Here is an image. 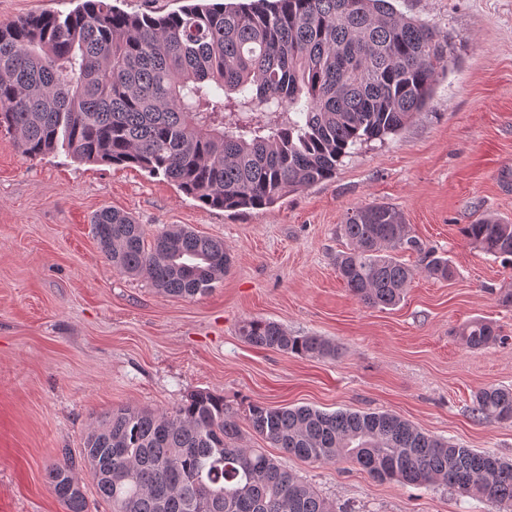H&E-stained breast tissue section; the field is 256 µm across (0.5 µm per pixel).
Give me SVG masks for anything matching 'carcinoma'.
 Masks as SVG:
<instances>
[{
	"instance_id": "obj_1",
	"label": "carcinoma",
	"mask_w": 512,
	"mask_h": 512,
	"mask_svg": "<svg viewBox=\"0 0 512 512\" xmlns=\"http://www.w3.org/2000/svg\"><path fill=\"white\" fill-rule=\"evenodd\" d=\"M450 63L448 35L398 12L391 0H188L165 15L127 13L83 0L67 14L0 23V128L27 158L60 149L85 163L137 166L175 184L200 206L262 209L329 180L358 146L401 130L431 100ZM101 251L118 272L143 275L161 293H207L231 267L224 241L189 228L145 246L130 214L97 212ZM349 242L336 270L374 307L403 298L423 255L437 280L451 261L409 236L399 212L374 203L347 213ZM463 236L488 255L512 258V222L482 217ZM241 339L257 348L333 358L319 336H291L248 319ZM479 349L499 339L490 320L460 331ZM476 416L512 421V388L474 394ZM271 446L310 463L345 461L372 478L445 485L512 512V463L462 448L389 412H326L310 406L245 410ZM87 472L112 512H336L263 448L241 443L238 413L198 391L170 412L112 409L47 473L68 512H85L77 478Z\"/></svg>"
}]
</instances>
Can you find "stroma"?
I'll return each instance as SVG.
<instances>
[{
	"label": "stroma",
	"instance_id": "obj_1",
	"mask_svg": "<svg viewBox=\"0 0 512 512\" xmlns=\"http://www.w3.org/2000/svg\"><path fill=\"white\" fill-rule=\"evenodd\" d=\"M447 33L451 63L430 104L399 133L362 145L333 178L271 207H201L138 167L91 164L64 152L22 156L0 128V512H68L49 490L62 449L122 405L164 412L191 393L323 411L390 412L419 429L512 461V422L477 419L473 395L512 387V263L463 237L482 216L512 220V0H395ZM385 203L412 236L448 257L452 280L418 273L394 307L345 287L336 257L348 212ZM104 208L154 235L175 226L223 240L224 278L193 298L161 294L116 271L91 231ZM266 319L335 344L313 359L244 343L238 326ZM496 323L480 349L458 329ZM282 466L348 512H495L444 486L378 481L352 464H317L271 450Z\"/></svg>",
	"mask_w": 512,
	"mask_h": 512
}]
</instances>
